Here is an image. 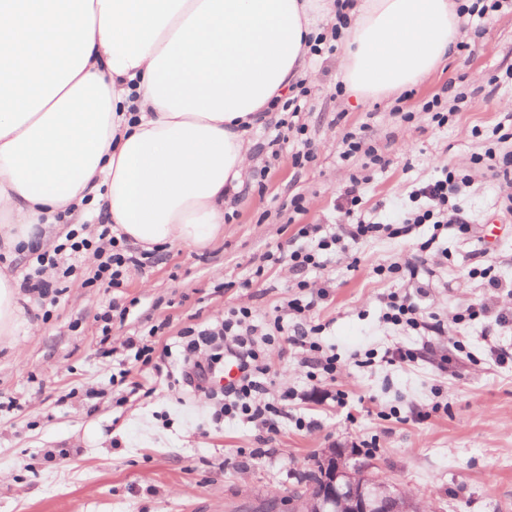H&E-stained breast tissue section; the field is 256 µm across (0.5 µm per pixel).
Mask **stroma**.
I'll list each match as a JSON object with an SVG mask.
<instances>
[{
  "label": "stroma",
  "instance_id": "stroma-1",
  "mask_svg": "<svg viewBox=\"0 0 512 512\" xmlns=\"http://www.w3.org/2000/svg\"><path fill=\"white\" fill-rule=\"evenodd\" d=\"M460 28L462 49L419 85L358 105L335 92L339 53L311 55L304 77L311 93L298 117L280 111L250 134L265 146L252 156L253 168L268 172L263 187L228 206L223 234L207 247L164 244L158 262L130 272L119 288L88 286L92 252L63 253L74 272L57 302L26 307L11 345H0V512H237L287 493L297 473L332 447L355 449L440 512H512V362L491 354L512 351V324L480 319L441 336L388 323L385 296L408 286L374 272L432 240L425 303L447 321L492 299L483 280L468 274L484 236L488 263L512 284V212L503 207L512 190L473 162L490 147L512 151V138L495 135L512 113V85L503 80L512 70V12L467 14ZM439 93L449 101L465 96L442 127L422 110ZM404 111L412 121H402ZM293 118L306 126L315 156L303 169L292 163L296 143L275 139L280 122ZM363 126L384 166L361 154L342 159L343 131ZM446 166L470 176L457 199L469 234L420 224L409 235L357 245V269L340 256L318 271L329 290L310 319L338 369L332 379L310 378L302 352L283 350L277 388L295 397L277 433L238 419L213 424L204 395L154 384L149 369L128 361L122 339L146 335L152 325H166L155 339L161 347L183 327L234 307L250 308L259 324L286 307L295 278L262 256L297 231L293 196L304 199V223L336 224L334 204L354 174L364 180L362 215L386 224L397 206L411 207L414 186ZM112 303L128 313L105 335L99 315ZM395 347L412 350L414 359L387 363ZM444 355L450 364L443 371ZM123 367L125 383L113 384ZM416 407L428 417L416 419ZM365 440L376 442L374 453L361 449Z\"/></svg>",
  "mask_w": 512,
  "mask_h": 512
}]
</instances>
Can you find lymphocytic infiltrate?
<instances>
[{"label":"lymphocytic infiltrate","mask_w":512,"mask_h":512,"mask_svg":"<svg viewBox=\"0 0 512 512\" xmlns=\"http://www.w3.org/2000/svg\"><path fill=\"white\" fill-rule=\"evenodd\" d=\"M463 178L456 171L443 169L440 178L427 182L412 190L410 198L415 201L414 209L401 214L393 224H379L365 221L358 214L362 203L361 181L350 177L344 189L341 202L337 205L342 220L332 231H324L322 225L305 224L298 231L301 245L266 252L264 261L287 262L296 276L297 288L301 294L289 301L288 311L298 323L287 336L288 346L306 351V367L323 372L328 377L336 375V358L324 354L313 337L320 331L319 326L308 323L309 313L317 304L316 296L310 295L311 284L304 275L309 270L323 267L325 256L347 253L350 246L381 236L397 237L409 233L413 226L430 224L434 227L455 223L460 233H468L470 226L454 201ZM431 242H423L413 255L398 259L386 265L377 266V274L395 280L416 282L415 294L390 293L385 303L386 321L424 327L434 333H446L448 324L460 325L480 315L494 317L496 323H512V307L482 305L471 306L454 313L451 323L440 319L424 320L421 300L427 294L425 279L432 276L430 261ZM79 253L92 251L98 261L93 279L111 288L121 287L125 276L133 270L144 269L153 262L154 253L138 252L128 247L125 238L114 236L111 225H102L97 240L82 237L78 230H71L64 243L53 250H46L36 257L35 268L25 273L22 281L24 291L39 302L56 301L63 292V284L70 276V269L62 267L59 256L63 251ZM181 356L178 362L167 363L163 377L168 386H184L191 391L207 394L212 402L211 420L223 422L225 417H238L249 423H260L267 433H274L279 427L282 404L270 395V388L276 382L278 372L268 360L262 347L272 344L270 334L264 333L255 324L251 309L231 308L223 317L203 325L185 327L179 334ZM233 358L239 365V380L219 390L209 387L212 374L223 369L225 358Z\"/></svg>","instance_id":"lymphocytic-infiltrate-1"}]
</instances>
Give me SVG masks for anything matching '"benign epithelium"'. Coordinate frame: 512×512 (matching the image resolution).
<instances>
[{"instance_id":"7a95c632","label":"benign epithelium","mask_w":512,"mask_h":512,"mask_svg":"<svg viewBox=\"0 0 512 512\" xmlns=\"http://www.w3.org/2000/svg\"><path fill=\"white\" fill-rule=\"evenodd\" d=\"M319 464L321 484L300 496L298 512H412L404 491L374 472L373 463H351L346 449H329Z\"/></svg>"}]
</instances>
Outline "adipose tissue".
Masks as SVG:
<instances>
[{"instance_id": "adipose-tissue-1", "label": "adipose tissue", "mask_w": 512, "mask_h": 512, "mask_svg": "<svg viewBox=\"0 0 512 512\" xmlns=\"http://www.w3.org/2000/svg\"><path fill=\"white\" fill-rule=\"evenodd\" d=\"M332 0H0V252L58 218L134 245L207 246L251 166L249 133L303 77ZM453 0H359L347 96L421 83L459 39ZM0 270V338L23 313Z\"/></svg>"}]
</instances>
